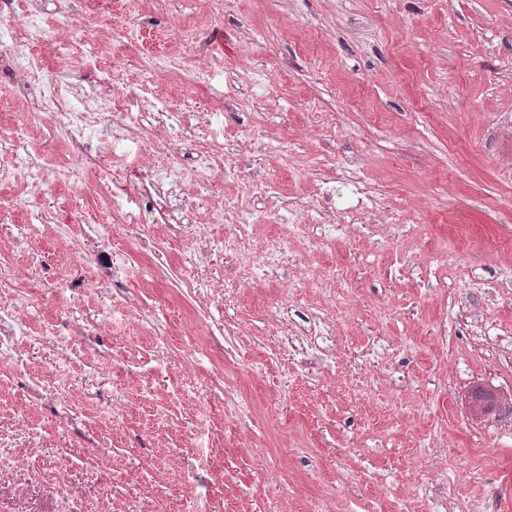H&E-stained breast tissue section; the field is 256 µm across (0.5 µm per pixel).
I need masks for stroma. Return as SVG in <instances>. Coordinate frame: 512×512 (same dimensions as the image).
<instances>
[{"instance_id": "stroma-1", "label": "stroma", "mask_w": 512, "mask_h": 512, "mask_svg": "<svg viewBox=\"0 0 512 512\" xmlns=\"http://www.w3.org/2000/svg\"><path fill=\"white\" fill-rule=\"evenodd\" d=\"M32 8L57 28L49 68L124 80L113 111L165 93L179 123L208 112L223 128L239 178L178 190L197 223L240 206L260 169L254 204L275 221L246 239L302 216L309 229L279 280L219 262L233 300L217 309L167 267L179 242L145 252L127 231L132 269L157 276L112 287L93 335L50 336L47 319L94 306L54 278L91 284L99 263L60 226L111 223L108 193L91 170L47 195L0 184L19 205L0 223V287L32 301L28 352L0 378V512H512V0H224L216 17L210 0H0ZM146 54L192 79V98L166 71L141 87ZM20 121L0 114V168L54 180L26 151L52 127L29 121L21 140ZM255 134L287 138L289 163ZM208 315L236 337L203 335ZM185 375L216 381L207 409Z\"/></svg>"}]
</instances>
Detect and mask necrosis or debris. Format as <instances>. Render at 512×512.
Wrapping results in <instances>:
<instances>
[{"mask_svg":"<svg viewBox=\"0 0 512 512\" xmlns=\"http://www.w3.org/2000/svg\"><path fill=\"white\" fill-rule=\"evenodd\" d=\"M10 39L12 56L4 66L14 82L32 86L39 94L26 112L30 117L48 121L58 135L64 155L79 164L98 169L104 181L112 185V221L138 228L142 248H153L158 234L178 239L182 248L176 261L180 271L188 273L189 284L200 293L213 287L212 268L216 257L231 256L244 277L256 273L270 274L284 261L282 250L255 251L242 236L226 234L225 225L246 223L249 213L241 210L213 213L209 223L196 224L189 209L174 202L182 185L195 187L198 195L208 194L220 177H233L234 171L224 163L216 141L191 140L197 156L195 166H185L181 151L171 135L150 133L131 113L110 112V102L117 85L100 90L75 89L54 76L42 57L33 54L37 44H52L54 27L43 25L38 14L28 13L23 22L13 17L0 18V40ZM130 142L137 149H149L156 164L149 169L111 164L117 145ZM150 216L151 227H143V216ZM79 240L96 243L102 257L100 281L107 284L128 277V257L121 243L111 240L103 226L83 224ZM29 303L25 292L16 290L0 295V367L14 363L23 350L21 308Z\"/></svg>","mask_w":512,"mask_h":512,"instance_id":"1","label":"necrosis or debris"}]
</instances>
